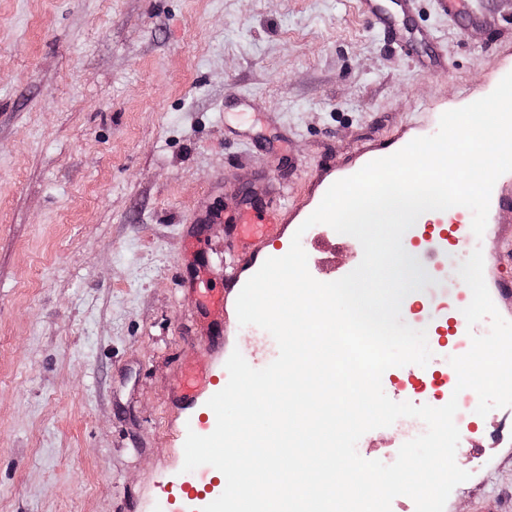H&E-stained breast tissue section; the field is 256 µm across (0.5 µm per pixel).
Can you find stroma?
<instances>
[{
  "instance_id": "stroma-1",
  "label": "stroma",
  "mask_w": 512,
  "mask_h": 512,
  "mask_svg": "<svg viewBox=\"0 0 512 512\" xmlns=\"http://www.w3.org/2000/svg\"><path fill=\"white\" fill-rule=\"evenodd\" d=\"M412 26L448 60L410 58L358 0H0V512H200L183 469L188 428L209 409H177L185 365L207 363L208 401L226 350L261 369L267 331L240 326L224 273L247 192L284 215L257 243L261 263L290 245L333 181L433 134L440 116L489 95L512 72V0H416ZM512 172L494 184L488 289L512 279ZM321 282L362 248L306 227ZM224 295V348L208 345L200 289ZM455 453L467 481L445 512L512 504V407L472 415ZM396 427L358 453L389 462Z\"/></svg>"
}]
</instances>
